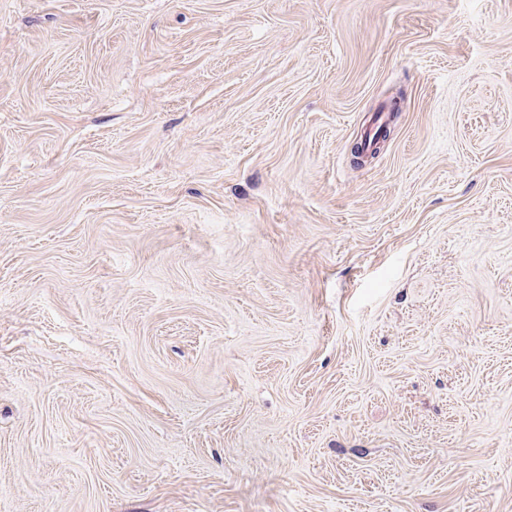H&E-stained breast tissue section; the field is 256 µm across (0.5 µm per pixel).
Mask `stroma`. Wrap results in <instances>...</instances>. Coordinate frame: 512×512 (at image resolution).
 I'll use <instances>...</instances> for the list:
<instances>
[{"label":"stroma","mask_w":512,"mask_h":512,"mask_svg":"<svg viewBox=\"0 0 512 512\" xmlns=\"http://www.w3.org/2000/svg\"><path fill=\"white\" fill-rule=\"evenodd\" d=\"M0 512H512V0H0Z\"/></svg>","instance_id":"1"}]
</instances>
